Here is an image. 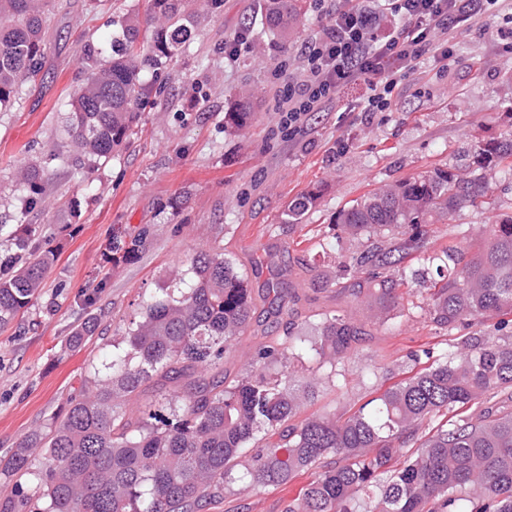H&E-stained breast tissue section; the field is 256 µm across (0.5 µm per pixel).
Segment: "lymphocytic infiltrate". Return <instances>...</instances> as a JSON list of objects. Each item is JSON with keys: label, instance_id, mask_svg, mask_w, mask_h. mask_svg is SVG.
Masks as SVG:
<instances>
[{"label": "lymphocytic infiltrate", "instance_id": "f902f5d3", "mask_svg": "<svg viewBox=\"0 0 512 512\" xmlns=\"http://www.w3.org/2000/svg\"><path fill=\"white\" fill-rule=\"evenodd\" d=\"M381 13L359 0H342L322 34L306 44L301 75L276 71V109L290 135L299 134L312 112L323 111L340 87L363 82V112H383L397 79L429 53L447 57V34L478 16L483 0H379Z\"/></svg>", "mask_w": 512, "mask_h": 512}]
</instances>
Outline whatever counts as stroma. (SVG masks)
Returning a JSON list of instances; mask_svg holds the SVG:
<instances>
[{"mask_svg": "<svg viewBox=\"0 0 512 512\" xmlns=\"http://www.w3.org/2000/svg\"><path fill=\"white\" fill-rule=\"evenodd\" d=\"M336 0H306V15L287 47L261 23V0H223L218 10L198 4L192 40L159 79L136 135L118 155L86 162L76 170L65 146L66 103L85 78L87 46L102 59L112 15L146 12L148 0H58L45 41L46 79L23 87L11 107L0 110V224H37L42 233L32 255L52 248L57 258L44 287L15 320L0 330V454L63 413L102 349L121 344L146 299L169 285L198 250L223 248L235 259L256 302L251 326L224 363L241 372L265 337L283 335L289 321H320L347 309L350 284L365 276L350 271L344 287L323 288L319 274L336 276L341 263L368 245L367 236L334 239L336 216L369 191L434 168H461L492 137L512 138V54L503 53L512 30V0L487 5L477 25L456 30L448 61L424 57L399 78L391 111L364 117L355 110L368 95L365 84L340 88L325 111L311 113L304 133L289 137L275 106L273 71L286 64L299 72L302 51L328 23L325 7ZM246 34L236 60L224 47ZM256 97L249 127L235 132L224 115L238 94ZM45 167L39 192L22 181L30 165ZM492 202L485 209H457L430 227V247L462 245L461 229L477 232L512 215V188L488 172ZM320 189L316 205L300 223L284 220L287 205ZM151 226L148 248L132 263L112 260V233ZM336 240L322 255L320 245ZM281 281L295 293L294 314L266 296ZM89 317L99 335L79 351L65 350L69 332ZM355 319L366 334L345 363L340 387L321 385L306 413L365 401L388 378L406 371L409 351L447 349L453 335L434 328L414 310L386 324ZM388 366L371 374L367 365ZM309 481L297 475L247 496L229 494L203 512H281L288 497Z\"/></svg>", "mask_w": 512, "mask_h": 512, "instance_id": "stroma-1", "label": "stroma"}]
</instances>
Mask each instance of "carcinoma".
I'll return each instance as SVG.
<instances>
[{"label":"carcinoma","mask_w":512,"mask_h":512,"mask_svg":"<svg viewBox=\"0 0 512 512\" xmlns=\"http://www.w3.org/2000/svg\"><path fill=\"white\" fill-rule=\"evenodd\" d=\"M110 20L112 59L85 53V83L68 101L67 134L81 155L106 160L128 143L160 75L194 33L196 0H150ZM55 0H0V109L19 88L44 77L43 33ZM302 0H263L265 23L282 48L301 22ZM242 94L224 121L242 128L253 115ZM479 173L437 168L384 185L339 212L351 237L387 231L349 267L369 271L366 303L378 323L405 308L399 288L405 262L435 274L421 281L426 315L449 332L477 327L456 350H413V367L354 411L326 410L296 420L295 383H335L337 370L365 332L350 314L334 313L311 333L288 323L285 336L261 344L240 376L224 377V360L253 317L246 278L224 249L200 250L190 266L145 304L126 347L91 364L65 413L0 455V512H200L224 491L311 479L282 512H512V216L486 226L478 249L429 252L427 225L489 196L484 174L512 183V139H490L475 152ZM310 191L288 204L295 223L316 203ZM39 225L10 233L18 252L0 256V329L35 298L54 252L32 263L22 252ZM152 237L143 226L113 233V262H133ZM98 320L77 325L66 345L96 336ZM141 399L136 411L130 397Z\"/></svg>","instance_id":"carcinoma-1"}]
</instances>
